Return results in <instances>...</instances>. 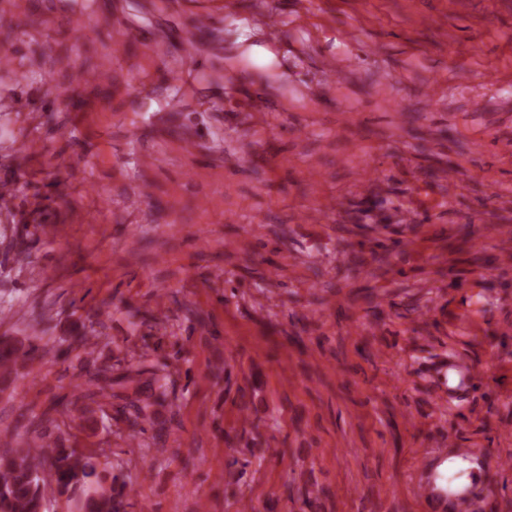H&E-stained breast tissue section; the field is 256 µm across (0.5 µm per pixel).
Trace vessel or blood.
<instances>
[{"mask_svg":"<svg viewBox=\"0 0 512 512\" xmlns=\"http://www.w3.org/2000/svg\"><path fill=\"white\" fill-rule=\"evenodd\" d=\"M449 398L464 397L477 386L473 368L449 358ZM495 463L480 448H464L455 441L441 443L417 465L410 493L425 512H480L482 494Z\"/></svg>","mask_w":512,"mask_h":512,"instance_id":"obj_1","label":"vessel or blood"}]
</instances>
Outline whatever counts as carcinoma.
<instances>
[{
	"label": "carcinoma",
	"instance_id": "carcinoma-1",
	"mask_svg": "<svg viewBox=\"0 0 512 512\" xmlns=\"http://www.w3.org/2000/svg\"><path fill=\"white\" fill-rule=\"evenodd\" d=\"M99 337L85 333L73 337L72 347L90 356ZM103 399L112 397L111 370L97 367L90 376ZM55 468L57 482L63 489L97 483L87 498L85 512H124L126 483L112 481L106 486L98 482L99 462L75 448H63L57 442L40 436L27 443V448H13L0 457V512H44L40 485V469Z\"/></svg>",
	"mask_w": 512,
	"mask_h": 512
}]
</instances>
